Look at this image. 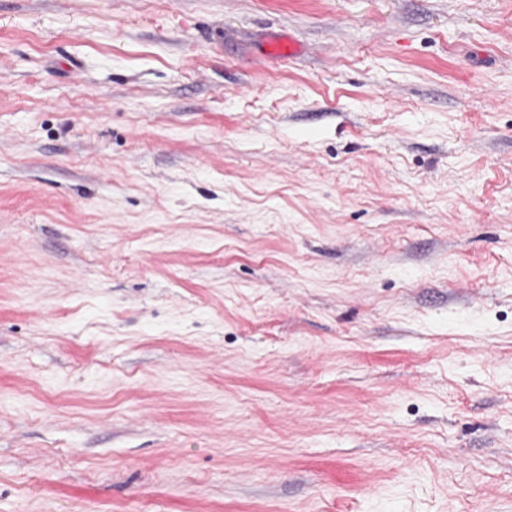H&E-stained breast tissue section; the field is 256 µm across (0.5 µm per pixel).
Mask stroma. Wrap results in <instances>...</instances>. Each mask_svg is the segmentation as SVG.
Returning <instances> with one entry per match:
<instances>
[{
	"instance_id": "obj_1",
	"label": "stroma",
	"mask_w": 512,
	"mask_h": 512,
	"mask_svg": "<svg viewBox=\"0 0 512 512\" xmlns=\"http://www.w3.org/2000/svg\"><path fill=\"white\" fill-rule=\"evenodd\" d=\"M0 512H512V0H0Z\"/></svg>"
}]
</instances>
